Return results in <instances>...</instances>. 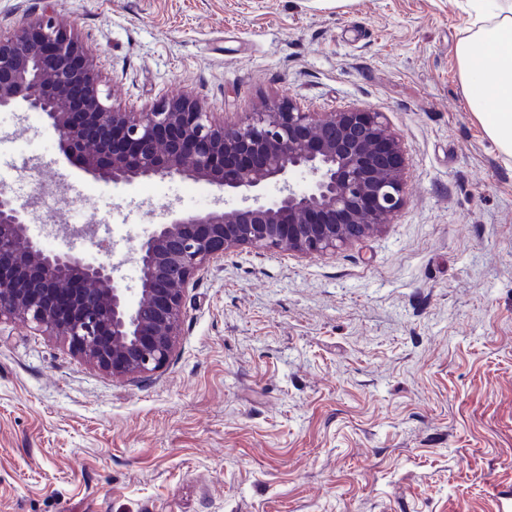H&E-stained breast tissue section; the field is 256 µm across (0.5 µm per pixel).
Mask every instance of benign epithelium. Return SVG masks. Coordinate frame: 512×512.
I'll use <instances>...</instances> for the list:
<instances>
[{
    "mask_svg": "<svg viewBox=\"0 0 512 512\" xmlns=\"http://www.w3.org/2000/svg\"><path fill=\"white\" fill-rule=\"evenodd\" d=\"M109 100L92 52L53 18L0 33V110L42 116L57 135V161L114 184L205 181L239 200L230 209L169 210L136 248L134 297L111 267L44 249L29 234L31 202L0 186V323L61 336L114 378L167 364L186 284L224 253H334L391 223L404 204L405 154L382 112H309L283 99L226 123L189 93L137 112ZM271 181L280 190L269 198Z\"/></svg>",
    "mask_w": 512,
    "mask_h": 512,
    "instance_id": "1",
    "label": "benign epithelium"
}]
</instances>
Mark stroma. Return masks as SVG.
Here are the masks:
<instances>
[{
	"label": "stroma",
	"mask_w": 512,
	"mask_h": 512,
	"mask_svg": "<svg viewBox=\"0 0 512 512\" xmlns=\"http://www.w3.org/2000/svg\"><path fill=\"white\" fill-rule=\"evenodd\" d=\"M75 26L129 109L196 94L384 113L407 157L392 223L333 253L240 248L190 280L168 364L115 378L62 339L0 323V512H512V158L481 128L455 47L466 0H0V31ZM0 111V180L43 225L95 219L93 263L131 254L202 181L112 184Z\"/></svg>",
	"instance_id": "stroma-1"
}]
</instances>
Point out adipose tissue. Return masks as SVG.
Wrapping results in <instances>:
<instances>
[{"instance_id":"ef3b65f1","label":"adipose tissue","mask_w":512,"mask_h":512,"mask_svg":"<svg viewBox=\"0 0 512 512\" xmlns=\"http://www.w3.org/2000/svg\"><path fill=\"white\" fill-rule=\"evenodd\" d=\"M480 25L455 48L467 103L488 137L512 157V0H467Z\"/></svg>"}]
</instances>
